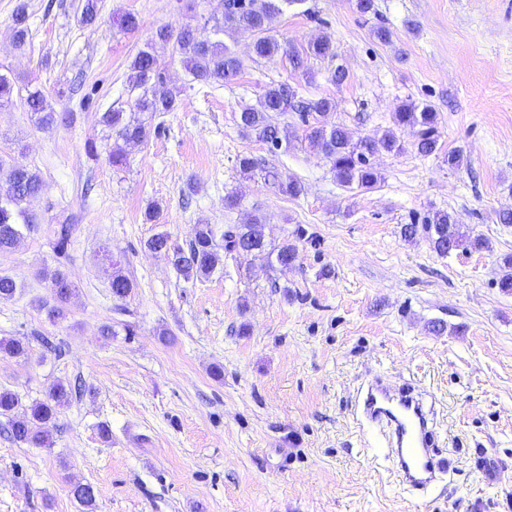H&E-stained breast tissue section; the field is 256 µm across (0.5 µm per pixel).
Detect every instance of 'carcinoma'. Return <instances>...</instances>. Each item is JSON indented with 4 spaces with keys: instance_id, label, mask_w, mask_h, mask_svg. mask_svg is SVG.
<instances>
[{
    "instance_id": "carcinoma-1",
    "label": "carcinoma",
    "mask_w": 512,
    "mask_h": 512,
    "mask_svg": "<svg viewBox=\"0 0 512 512\" xmlns=\"http://www.w3.org/2000/svg\"><path fill=\"white\" fill-rule=\"evenodd\" d=\"M298 0H224V14L215 20L214 32H224L232 28L253 37L252 51L260 59L279 54L283 46L274 35L273 23L289 5ZM26 8L20 5L13 20L15 46L26 43ZM156 40L172 43L173 49L192 78L206 84L226 83L240 72L242 62L220 39L202 40L196 29L186 25L178 31L166 27L157 30ZM327 57L334 55L332 41L321 36L308 44L305 55L294 51L288 53L296 69L304 67V56ZM128 81L131 90L138 95L130 111L122 109L102 113L100 122L112 131L114 138L109 152V160L119 166L126 159L127 149L141 144L148 136L146 118L157 112H170L176 103V94L171 90H159L156 85L162 82V73L155 55L149 50H141L130 64ZM27 105L36 123L49 127L57 121V112L40 89L28 93ZM335 108L328 98L303 100L295 87L288 83H278L265 87L259 96L258 105L246 107L240 112L238 125L243 131L254 132L258 138L273 149L282 147L281 131L272 123V115L287 112L299 113L306 125L305 138L311 148L320 152L331 164L336 180L343 186L363 191L374 189L381 180L371 158L382 152L400 153L404 150L401 135L408 134L419 153L430 155L437 150V113L429 106L419 107L413 102L402 104L394 113L395 128L382 133L378 138L353 139L341 125L330 124L328 115ZM0 176L5 178L9 192L0 195V252L11 249L15 243L37 228V218L29 209V204L43 189L41 177L27 165L13 161L5 164L0 161ZM263 179L277 185L279 191L296 197L302 191L298 179L281 178L279 173L265 171ZM430 247L440 256L450 254V250L466 248L487 249L489 244L480 237H470L460 230L453 217L444 211L433 214L425 225ZM148 250L165 255L172 265L187 279L207 276L224 264V258L242 251L262 256L266 254L264 222L254 217L245 224L234 226L217 233L214 226L200 222L193 226L187 249L172 248L168 237L157 234L146 242ZM296 245L285 242L276 253V263L283 271L294 262ZM112 295L117 299L126 298L133 288L131 280L121 270L109 264L105 269ZM51 300L41 304L47 316L54 322L67 318L66 305L75 294L76 287L66 273L59 269L50 270ZM0 352L12 357L28 355V344L17 338L0 340ZM70 388L58 381L49 388L46 396L22 406L20 396L7 388H0V416L8 418L9 431L13 441L35 448H49L53 445V435L58 429L59 409L68 404ZM24 407L21 415L15 411ZM74 498L83 506L84 512H95L96 497L92 485L78 483L73 487Z\"/></svg>"
}]
</instances>
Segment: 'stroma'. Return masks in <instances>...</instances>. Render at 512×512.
Returning a JSON list of instances; mask_svg holds the SVG:
<instances>
[{
  "label": "stroma",
  "instance_id": "stroma-1",
  "mask_svg": "<svg viewBox=\"0 0 512 512\" xmlns=\"http://www.w3.org/2000/svg\"><path fill=\"white\" fill-rule=\"evenodd\" d=\"M22 1L29 35L19 49L12 16ZM83 3L0 0V74L14 87L0 109V158L43 181L30 205L36 231L0 253V273L20 284L0 301V339L30 347L24 358L0 355V387L26 403L57 381L83 388L61 408L53 447L15 443L0 417V512H82L70 492L79 482L93 485L96 512H512V293L498 285L512 224L497 221L512 210V0H374L367 14L356 0H300L275 20L276 36L297 51L327 36L334 56L297 70L284 53L253 57L251 37L228 31L243 69L222 85L194 81L155 32L190 24L209 38L204 21L224 0H97L91 25ZM127 12L139 20L131 32L116 23ZM380 26L389 42L376 38ZM147 47L176 108L157 113L114 166L98 118L129 108V65ZM278 82L333 101L331 121L357 137L391 129L405 101L432 106L438 148L377 155L373 190L343 187L296 113L277 118L285 150L240 131L241 110ZM35 85L59 114L46 129L25 104ZM452 151L463 155L455 169ZM242 155L297 177L301 195L243 176ZM231 192L234 209L224 206ZM438 211L489 249L442 257L425 234L402 237L403 225ZM254 216L269 248L295 242L290 270L240 254L187 281L145 246L164 234L183 248L198 222ZM108 260L134 283L125 299L112 295ZM54 268L76 286L56 323L40 308ZM375 376L435 402L450 466L427 494L397 484L381 428L355 415L358 387ZM480 452L492 477L473 464Z\"/></svg>",
  "mask_w": 512,
  "mask_h": 512
}]
</instances>
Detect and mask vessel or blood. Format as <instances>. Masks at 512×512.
Wrapping results in <instances>:
<instances>
[{
  "label": "vessel or blood",
  "mask_w": 512,
  "mask_h": 512,
  "mask_svg": "<svg viewBox=\"0 0 512 512\" xmlns=\"http://www.w3.org/2000/svg\"><path fill=\"white\" fill-rule=\"evenodd\" d=\"M355 412L386 428L387 451L396 460L400 484L424 491L437 482L443 461L434 446L433 420L414 388L373 380L359 390Z\"/></svg>",
  "instance_id": "b4317fda"
}]
</instances>
